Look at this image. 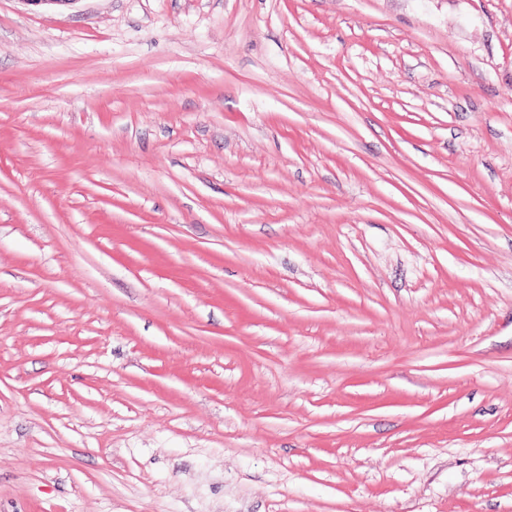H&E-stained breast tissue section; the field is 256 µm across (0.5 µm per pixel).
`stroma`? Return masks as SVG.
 <instances>
[{
  "instance_id": "obj_1",
  "label": "stroma",
  "mask_w": 512,
  "mask_h": 512,
  "mask_svg": "<svg viewBox=\"0 0 512 512\" xmlns=\"http://www.w3.org/2000/svg\"><path fill=\"white\" fill-rule=\"evenodd\" d=\"M0 512H512V0H0Z\"/></svg>"
}]
</instances>
